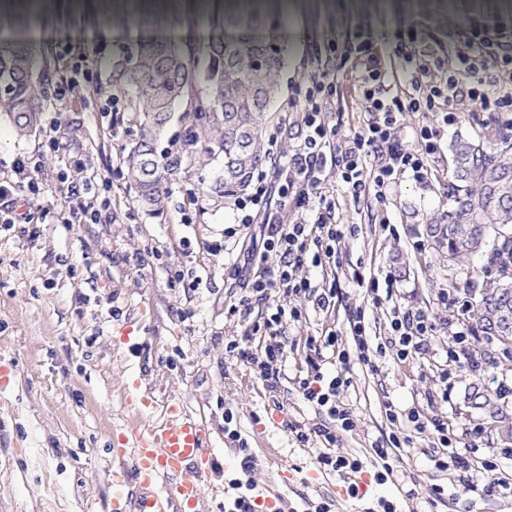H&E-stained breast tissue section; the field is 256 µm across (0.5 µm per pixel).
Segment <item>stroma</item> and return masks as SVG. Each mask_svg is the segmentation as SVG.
I'll return each instance as SVG.
<instances>
[{
	"label": "stroma",
	"mask_w": 512,
	"mask_h": 512,
	"mask_svg": "<svg viewBox=\"0 0 512 512\" xmlns=\"http://www.w3.org/2000/svg\"><path fill=\"white\" fill-rule=\"evenodd\" d=\"M223 6L224 0H162L130 12L121 0H47L38 14L17 6L0 18L14 37L31 39L36 76L46 88L36 134L19 136L12 117L0 112V181L14 179L23 160L37 167L40 188L35 195L15 192L10 201L27 218L0 227V363L13 369L0 385V512H112L113 449L134 428L162 420L171 403L213 434L217 474L203 483L197 512H224L225 498L234 494L229 481L238 457L224 436L228 408L259 460L252 478L264 496L286 493L296 512L323 500L332 501L334 512L357 505L338 493L342 475L320 473L314 449L298 446L288 430L316 423L313 407L289 383L272 400L265 382L225 350L244 323L228 311L240 295L229 273L244 265L251 241L239 231L233 201L219 206L208 195L216 166L192 165L166 181L160 212L140 204L127 177L139 116L134 92L113 83L114 63L140 35L205 40ZM472 17L512 25V0H287L276 16L285 53L265 150L283 156L294 146L303 112L297 91L310 78L311 58L330 42L368 25L386 53L391 31L412 23L422 43L448 54ZM67 45L95 51L98 96L111 99V111H93L78 99L57 101ZM400 122L405 138L416 126L439 128L429 175L422 182L400 178L383 203L353 201L336 178L324 183L336 201V223L358 225L360 232L339 246L342 297L335 310L309 311L306 323L288 328L285 372L305 366L307 337L331 328L348 332L355 308H365L368 332L381 342L393 313L427 311L436 332L414 360L399 361L390 348L377 358V371L354 364L346 398L359 427L341 433L339 449L370 456L372 443L393 429L385 406L417 408L425 429L414 435L413 451L395 462L400 478L380 484L363 474L365 495L405 504L408 512H461V502L449 496L431 504L407 498L409 482L453 487L474 479L470 470L450 477L434 469L430 449L440 425L454 434L457 450L475 442L512 458V440L471 398L475 390L491 395L512 419V358L483 336H456L457 321L476 296L461 286L465 273L429 245L425 219L450 205L452 141L486 136L496 123L475 104L451 126L432 112H408ZM84 176L108 183L102 223L72 220L85 201L68 198L67 187ZM385 270L396 281L377 306L364 283ZM477 425L482 432L475 438L470 430Z\"/></svg>",
	"instance_id": "stroma-1"
}]
</instances>
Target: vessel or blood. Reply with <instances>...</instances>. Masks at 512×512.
Masks as SVG:
<instances>
[{"label": "vessel or blood", "mask_w": 512, "mask_h": 512, "mask_svg": "<svg viewBox=\"0 0 512 512\" xmlns=\"http://www.w3.org/2000/svg\"><path fill=\"white\" fill-rule=\"evenodd\" d=\"M211 432L176 404L161 422L135 430L112 454L114 512H195L212 465Z\"/></svg>", "instance_id": "vessel-or-blood-1"}]
</instances>
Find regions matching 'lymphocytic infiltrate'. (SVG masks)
<instances>
[{
  "instance_id": "1",
  "label": "lymphocytic infiltrate",
  "mask_w": 512,
  "mask_h": 512,
  "mask_svg": "<svg viewBox=\"0 0 512 512\" xmlns=\"http://www.w3.org/2000/svg\"><path fill=\"white\" fill-rule=\"evenodd\" d=\"M505 28L482 19L471 21L455 48V64L444 69L435 53L417 45L415 25L402 24L393 33L400 72L390 71L386 60L374 49L371 29L360 28L348 37L331 42L326 56L311 60L312 75L304 93V112L297 143L284 159L273 162L270 171L259 172L252 191L240 199L243 228L260 222L262 242L254 254L259 262L244 286L246 295L231 305V312L248 307L250 301L268 302L272 308L264 319L248 324L242 339L227 343V351L250 366L277 392L285 373L284 350L280 342L287 327L301 324L307 308L334 309L338 290L302 277L304 261L326 271L339 263L338 246L345 235H357V225L332 221L336 203L320 186L336 176L353 200L374 197L385 201L396 185L397 175L409 172L414 178L428 173V160L437 150L430 128L416 131L414 144H406L397 134V117L406 112H441L454 122L465 104L479 105L492 118H505L512 127V50L505 44ZM351 63L347 79H339L332 59ZM351 82L370 117L351 135L340 136L339 125L326 123L321 114L343 97L344 82ZM276 264H269V257ZM350 334L328 330L312 337L313 353L305 373L292 380L297 391L325 419L309 430L291 426L300 446L315 450V464L324 474L372 471L375 481H387L394 473L393 460L399 458L410 432L422 431L415 413L399 417L395 410L386 416L396 425L386 441L373 444L370 461L338 451L337 431L352 432L357 420L344 394L351 385L352 361L371 364V348L365 313L356 310L349 319ZM391 329L398 338L399 356L406 359L419 353L433 337L436 327L425 313L395 316ZM261 348H252L255 339ZM224 435L237 445L239 469L230 484L236 491L224 504V512H259L260 493L252 479L256 457L243 441L232 411L224 413ZM436 440L441 452L434 456L438 471L458 468L487 474L484 483L470 482L458 488L466 502L488 497L512 499V470L505 469L485 449L455 452L446 427H438Z\"/></svg>"
}]
</instances>
